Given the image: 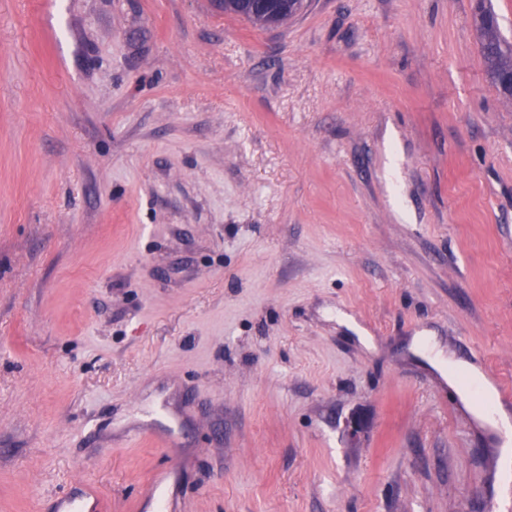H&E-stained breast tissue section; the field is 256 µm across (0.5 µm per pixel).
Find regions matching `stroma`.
Masks as SVG:
<instances>
[{
    "label": "stroma",
    "mask_w": 512,
    "mask_h": 512,
    "mask_svg": "<svg viewBox=\"0 0 512 512\" xmlns=\"http://www.w3.org/2000/svg\"><path fill=\"white\" fill-rule=\"evenodd\" d=\"M50 5L0 0V512H490L413 340L512 384V0ZM225 14L242 17L260 26H275L298 15L304 8V0H265L264 13L251 9V0H213ZM479 22L483 37L480 51L487 64L489 75L494 83L512 96V44L499 33L495 17L482 7ZM507 78L510 79L509 84ZM93 508L86 510V504ZM104 508L97 491L90 485L82 482L75 483L73 490L59 496L54 501L55 512H87L100 511Z\"/></svg>",
    "instance_id": "stroma-1"
}]
</instances>
